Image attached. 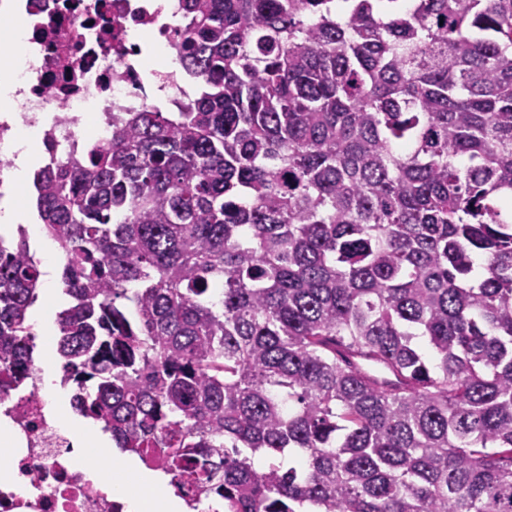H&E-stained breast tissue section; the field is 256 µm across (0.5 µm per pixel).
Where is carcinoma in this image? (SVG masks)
<instances>
[{"instance_id": "obj_1", "label": "carcinoma", "mask_w": 512, "mask_h": 512, "mask_svg": "<svg viewBox=\"0 0 512 512\" xmlns=\"http://www.w3.org/2000/svg\"><path fill=\"white\" fill-rule=\"evenodd\" d=\"M181 10L194 95L34 173L74 411L237 512H512V0ZM40 286L0 235L5 392Z\"/></svg>"}]
</instances>
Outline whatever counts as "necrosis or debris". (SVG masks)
Wrapping results in <instances>:
<instances>
[{
  "instance_id": "obj_1",
  "label": "necrosis or debris",
  "mask_w": 512,
  "mask_h": 512,
  "mask_svg": "<svg viewBox=\"0 0 512 512\" xmlns=\"http://www.w3.org/2000/svg\"><path fill=\"white\" fill-rule=\"evenodd\" d=\"M12 36L0 33V63L26 45L18 74L29 86L19 114L35 151L64 162L104 147L112 115L173 103L190 81L175 54L179 0H12ZM20 449L0 475V512H126L86 478L77 436L50 407L40 377L0 393V423Z\"/></svg>"
}]
</instances>
